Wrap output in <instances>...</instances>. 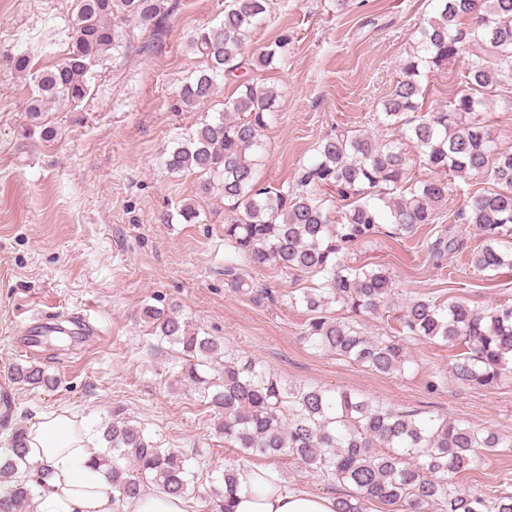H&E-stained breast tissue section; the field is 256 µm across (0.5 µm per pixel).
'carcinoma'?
Here are the masks:
<instances>
[{
	"label": "carcinoma",
	"mask_w": 512,
	"mask_h": 512,
	"mask_svg": "<svg viewBox=\"0 0 512 512\" xmlns=\"http://www.w3.org/2000/svg\"><path fill=\"white\" fill-rule=\"evenodd\" d=\"M433 2L434 15L419 30L415 49L400 63V80L383 102L384 121L399 130V141L341 132L318 144L315 158L298 169L293 186L260 187L261 132L280 94L244 81L224 99L218 116L200 122L165 159L171 173L200 174L196 195L217 190L229 202L223 231L231 252L224 275L231 287L244 288L232 265L238 258L318 278L316 286L288 294V304L304 308L308 316L304 342L381 374L404 369L410 358L403 345L390 337L367 336L329 309L333 303L355 315L388 309L394 304L393 278L381 270L346 265L345 244L372 235L381 224L405 236L435 223L448 197L447 174L464 178L489 168L496 189L466 196L460 214L485 239L471 254L470 265L479 272L512 267V152L498 151L476 118L492 93L512 83V0ZM268 5L269 0H224L223 17L191 36L189 46L205 59L207 69L180 85L181 105L207 101L218 80L234 79L247 66L268 68L286 52L288 39L281 38L244 57ZM71 8L73 34L61 63L32 74L27 56L12 57L15 73L32 74L25 106L32 119L51 103L80 104L89 96L92 67L126 37L121 22L160 32L170 13L169 0H73ZM467 46L485 53L469 60L463 88L447 104L423 108V71L447 65ZM409 147L433 172L410 186ZM329 191L344 202L338 224L330 223L321 199ZM142 318L187 361L179 382L209 400L224 446L242 457L291 456L307 471L351 486L352 493L336 497V512H368L375 504L381 512H400L405 504L410 512H512L511 493L487 498L454 482L481 456L511 448V439L373 404L347 391L292 387L251 360L225 358L221 342L199 335L172 308L147 305ZM399 320L411 336L465 347L451 367L463 385L488 388L512 362V305L475 310L461 302L441 306L417 298L403 308ZM13 380L28 386L50 382L36 364L17 365ZM26 434L14 429L0 455V508L7 512H27L49 476L27 464ZM103 439L106 446L98 460L118 500L139 495L147 483L182 499L195 493L188 455L155 444L141 425L114 421ZM237 469L230 463L216 477L210 489L214 512H230Z\"/></svg>",
	"instance_id": "carcinoma-1"
}]
</instances>
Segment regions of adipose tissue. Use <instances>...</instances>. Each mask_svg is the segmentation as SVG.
Here are the masks:
<instances>
[{
    "label": "adipose tissue",
    "mask_w": 512,
    "mask_h": 512,
    "mask_svg": "<svg viewBox=\"0 0 512 512\" xmlns=\"http://www.w3.org/2000/svg\"><path fill=\"white\" fill-rule=\"evenodd\" d=\"M27 460L50 469L32 512H186L182 498L155 489L115 505L104 468L95 464L98 440L86 425L64 413L47 412L28 427ZM233 512H334V500L288 486L270 470L244 466Z\"/></svg>",
    "instance_id": "1"
}]
</instances>
